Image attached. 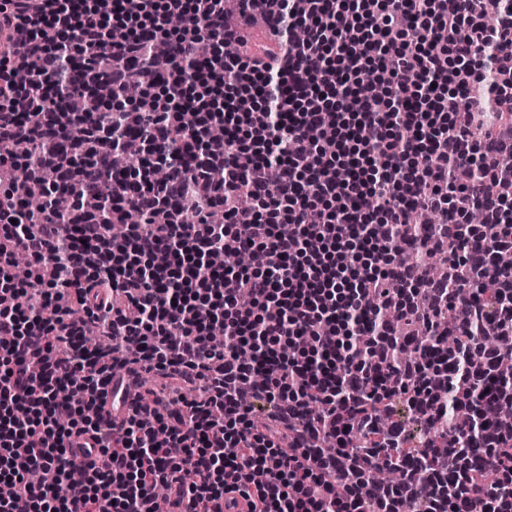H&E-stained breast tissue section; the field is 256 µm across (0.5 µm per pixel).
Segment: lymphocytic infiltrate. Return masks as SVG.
<instances>
[{"mask_svg":"<svg viewBox=\"0 0 512 512\" xmlns=\"http://www.w3.org/2000/svg\"><path fill=\"white\" fill-rule=\"evenodd\" d=\"M511 156L512 0H0V512H512V427L448 419L512 408ZM117 367L177 387L117 428Z\"/></svg>","mask_w":512,"mask_h":512,"instance_id":"f902f5d3","label":"lymphocytic infiltrate"}]
</instances>
